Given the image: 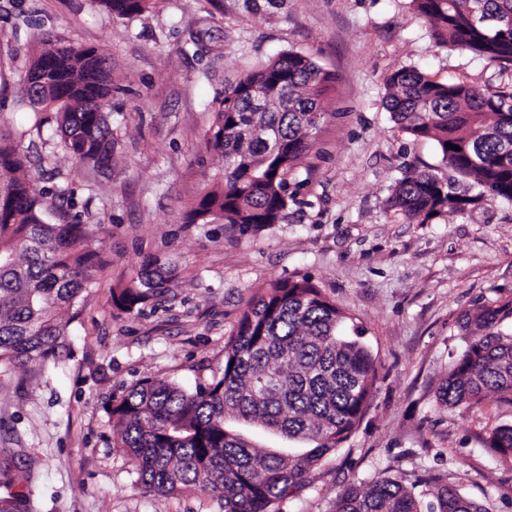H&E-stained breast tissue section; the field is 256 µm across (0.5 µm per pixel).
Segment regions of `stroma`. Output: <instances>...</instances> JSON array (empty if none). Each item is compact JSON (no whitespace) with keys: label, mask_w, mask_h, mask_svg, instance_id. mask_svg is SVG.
I'll list each match as a JSON object with an SVG mask.
<instances>
[{"label":"stroma","mask_w":512,"mask_h":512,"mask_svg":"<svg viewBox=\"0 0 512 512\" xmlns=\"http://www.w3.org/2000/svg\"><path fill=\"white\" fill-rule=\"evenodd\" d=\"M112 60L108 169H78L54 147L61 176L80 171L73 213L97 224L108 266L61 309L57 356L0 365V512H222L196 490L141 488L116 445L112 405L144 379L207 385L246 300L270 281L308 277L363 331L378 359L371 407L343 448L312 471L280 512H331L341 491L379 475H447L488 512H512V462L484 448L512 422L498 397L448 409L437 392L464 346L461 314L512 298V203L488 201L426 223L390 210L407 166L438 165L434 141L401 132L384 78L412 66L430 78L512 86V69L437 44L411 0H155L117 17L97 0H0V129L34 155V109L17 72L42 37ZM308 54L335 75L314 145L288 176L282 223L260 232L189 224L224 162L206 148L211 104L280 53ZM168 272L162 302L112 304L149 257Z\"/></svg>","instance_id":"stroma-1"}]
</instances>
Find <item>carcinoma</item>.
Here are the masks:
<instances>
[{
    "label": "carcinoma",
    "mask_w": 512,
    "mask_h": 512,
    "mask_svg": "<svg viewBox=\"0 0 512 512\" xmlns=\"http://www.w3.org/2000/svg\"><path fill=\"white\" fill-rule=\"evenodd\" d=\"M97 2L125 17L154 0ZM412 2L440 44L512 69V0ZM333 80L311 56L290 51L225 91L206 142L224 159L223 173L192 203L188 223L221 219L242 230L281 223L288 173L313 145ZM20 81L30 104L45 113L37 131L50 126L84 167L112 163V67L103 51L45 40ZM385 88L391 119L409 137L434 141L448 169L446 176L406 169L389 198L393 210L423 224L487 200L512 202V89L443 83L407 66L391 71ZM27 162L0 132V365L56 354L69 326L58 310L75 306L105 269L102 249L92 247L98 225L64 212L48 222L47 192L29 178ZM153 265L112 291L117 309L139 311L160 294V261ZM346 325L347 316L306 278L262 289L240 312L207 388L188 393L144 379L107 408L138 480L163 494L213 495L224 512H277L351 437L370 405L377 359L359 327L349 336ZM463 328L467 345L439 388V403L471 407L496 394L512 406V298L476 306L464 314ZM245 426L300 446H260ZM485 446L512 457V425L495 427ZM418 486L432 495L426 512H486L442 475L409 486L390 477L350 485L334 512H421Z\"/></svg>",
    "instance_id": "obj_1"
}]
</instances>
